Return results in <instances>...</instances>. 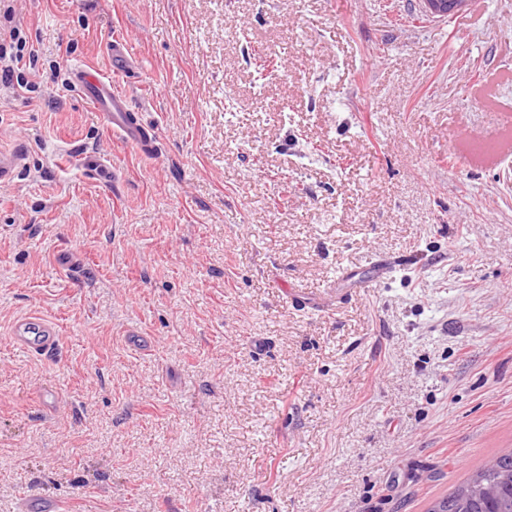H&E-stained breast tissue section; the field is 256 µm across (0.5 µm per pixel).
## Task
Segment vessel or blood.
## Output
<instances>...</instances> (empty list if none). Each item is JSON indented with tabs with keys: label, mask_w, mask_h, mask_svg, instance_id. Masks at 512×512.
<instances>
[{
	"label": "vessel or blood",
	"mask_w": 512,
	"mask_h": 512,
	"mask_svg": "<svg viewBox=\"0 0 512 512\" xmlns=\"http://www.w3.org/2000/svg\"><path fill=\"white\" fill-rule=\"evenodd\" d=\"M69 77L74 90L97 108L113 136L143 152L154 149L153 128L138 116L127 96L114 92L110 75L77 66L70 69ZM11 339L20 348L41 356L51 355L58 343L52 323L39 315L17 319L11 327Z\"/></svg>",
	"instance_id": "b4317fda"
}]
</instances>
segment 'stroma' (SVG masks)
I'll return each mask as SVG.
<instances>
[{
	"mask_svg": "<svg viewBox=\"0 0 512 512\" xmlns=\"http://www.w3.org/2000/svg\"><path fill=\"white\" fill-rule=\"evenodd\" d=\"M13 7L0 512H427L512 449V157L458 148L512 123V0ZM116 36L149 153L68 81ZM397 255L337 298L339 270ZM32 313L51 357L9 339ZM467 0H422L425 14L432 18H441L459 14L467 5Z\"/></svg>",
	"mask_w": 512,
	"mask_h": 512,
	"instance_id": "35a3bbf8",
	"label": "stroma"
}]
</instances>
